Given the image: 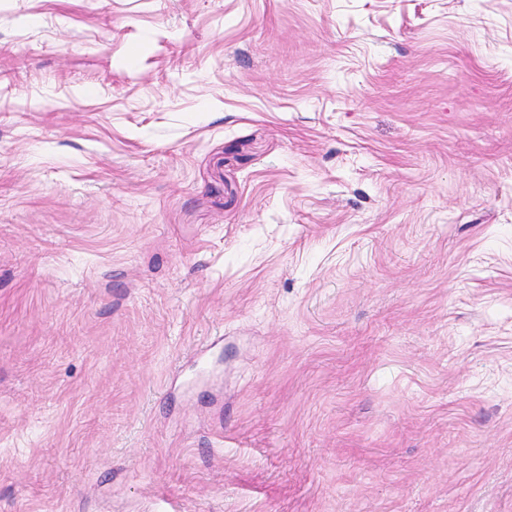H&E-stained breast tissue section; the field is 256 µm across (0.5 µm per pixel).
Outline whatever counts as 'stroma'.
<instances>
[{
    "label": "stroma",
    "mask_w": 512,
    "mask_h": 512,
    "mask_svg": "<svg viewBox=\"0 0 512 512\" xmlns=\"http://www.w3.org/2000/svg\"><path fill=\"white\" fill-rule=\"evenodd\" d=\"M0 512H512V0H0Z\"/></svg>",
    "instance_id": "obj_1"
}]
</instances>
